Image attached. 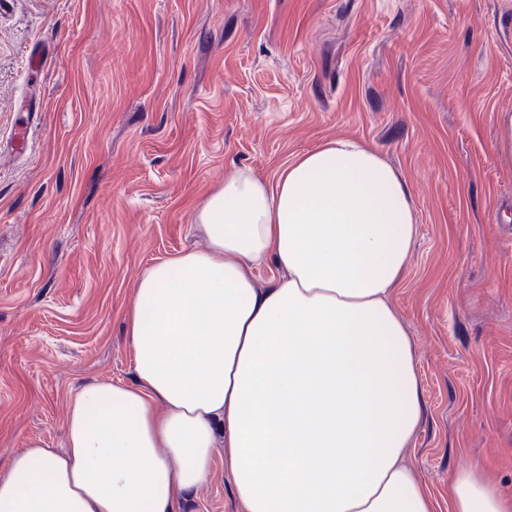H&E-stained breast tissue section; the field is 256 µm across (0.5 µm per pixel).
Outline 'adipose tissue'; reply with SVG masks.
Listing matches in <instances>:
<instances>
[{"label":"adipose tissue","mask_w":512,"mask_h":512,"mask_svg":"<svg viewBox=\"0 0 512 512\" xmlns=\"http://www.w3.org/2000/svg\"><path fill=\"white\" fill-rule=\"evenodd\" d=\"M195 219L205 247L136 283L135 384H88L63 452L34 440L12 455L0 512H176L218 447L245 512H434L403 463L422 408L391 301L417 231L409 183L379 151L332 139L270 182L235 171ZM267 260L286 277L260 290ZM449 508L512 500L465 468Z\"/></svg>","instance_id":"adipose-tissue-1"}]
</instances>
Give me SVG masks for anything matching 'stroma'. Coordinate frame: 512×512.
I'll return each instance as SVG.
<instances>
[{"label": "stroma", "mask_w": 512, "mask_h": 512, "mask_svg": "<svg viewBox=\"0 0 512 512\" xmlns=\"http://www.w3.org/2000/svg\"><path fill=\"white\" fill-rule=\"evenodd\" d=\"M34 50L44 67L29 78ZM512 0H0V472L66 446L72 398L135 380L124 332L153 264L206 240L199 202L329 139L410 184L392 289L423 390L405 463L449 512L456 471L512 498ZM215 470L178 512H245ZM498 141L496 150L499 157L506 162L512 161V113L501 112L497 117Z\"/></svg>", "instance_id": "stroma-1"}]
</instances>
